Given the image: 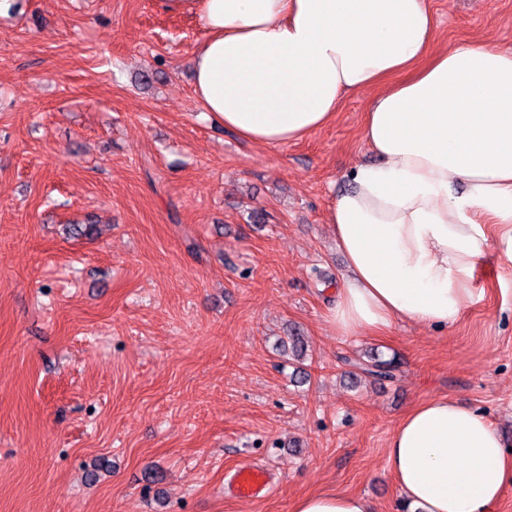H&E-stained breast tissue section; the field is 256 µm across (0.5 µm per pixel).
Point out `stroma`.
<instances>
[{
    "instance_id": "1",
    "label": "stroma",
    "mask_w": 512,
    "mask_h": 512,
    "mask_svg": "<svg viewBox=\"0 0 512 512\" xmlns=\"http://www.w3.org/2000/svg\"><path fill=\"white\" fill-rule=\"evenodd\" d=\"M434 49L512 48V0H429ZM194 14L165 0H15L0 16V512H399L387 439L450 395L512 446V261L489 239L455 325L340 337L327 212L371 92L277 148L201 112ZM77 224L96 225L90 237ZM310 345L304 374L282 351ZM396 379L347 388L348 358ZM267 469L266 497L228 487ZM349 365L359 371L360 378L363 377L370 383L393 379L399 367L395 358L384 359L379 355H371L363 362L349 361ZM292 512H371V506L360 495L322 492L299 497L292 505Z\"/></svg>"
}]
</instances>
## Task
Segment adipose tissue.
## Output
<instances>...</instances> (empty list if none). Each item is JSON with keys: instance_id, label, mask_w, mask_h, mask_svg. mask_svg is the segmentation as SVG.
I'll return each instance as SVG.
<instances>
[{"instance_id": "ef3b65f1", "label": "adipose tissue", "mask_w": 512, "mask_h": 512, "mask_svg": "<svg viewBox=\"0 0 512 512\" xmlns=\"http://www.w3.org/2000/svg\"><path fill=\"white\" fill-rule=\"evenodd\" d=\"M192 12L193 96L266 148L326 127L341 99L375 96L362 138L380 156L347 174L328 222L346 274L327 316L337 335L398 323L452 326L497 227L512 260V51L462 40L432 51L428 0H169ZM386 466L404 512H494L512 452L492 420L441 395L409 409ZM292 512H371L362 496L299 497Z\"/></svg>"}]
</instances>
